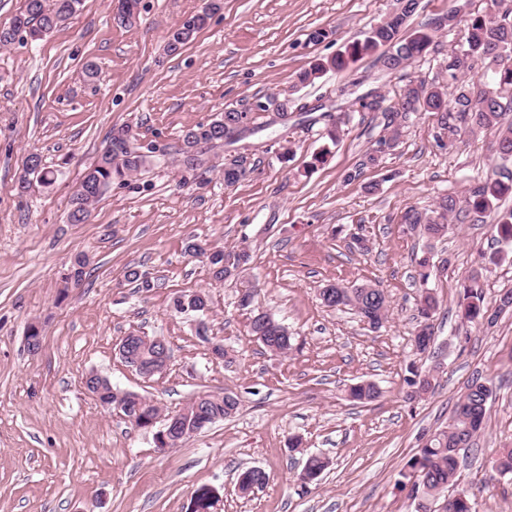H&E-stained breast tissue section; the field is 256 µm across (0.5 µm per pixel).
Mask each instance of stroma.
I'll use <instances>...</instances> for the list:
<instances>
[{"label": "stroma", "instance_id": "35a3bbf8", "mask_svg": "<svg viewBox=\"0 0 512 512\" xmlns=\"http://www.w3.org/2000/svg\"><path fill=\"white\" fill-rule=\"evenodd\" d=\"M206 4L140 0L124 24L119 0H83L42 41L0 47V512H191L204 487L216 492L214 512H414L407 463L447 424L478 372L495 393L457 484L474 493L476 512H512V480L493 467L494 449L512 447V311L487 330L458 313L461 285L475 269L487 302L512 291V249L500 248L492 229L512 196L481 222L449 219L445 236L432 241L403 220L408 208L463 197L490 173L496 134L463 131L443 149L435 115L417 112L397 147L365 168L384 120L351 109L359 95L379 91L392 103L410 79L436 76L459 33L436 34L405 70L387 72L366 56L300 87L301 70L380 21L394 0H222L196 40L169 53V31ZM317 28L330 36L315 45L307 35ZM273 94L289 100L287 126L255 113L258 133L213 151L209 166L184 170L178 149L188 128ZM303 104L343 114L337 141L324 123L304 122ZM125 124L135 145L156 147L166 165L113 183L86 223H69L84 172ZM31 152L57 179L21 193ZM320 152L325 163L313 165ZM239 155L252 171L225 186L224 162ZM356 169L359 179L346 181ZM370 182L379 191L366 192ZM191 240L247 248L251 262L235 278L212 280L203 259L188 255ZM79 252L90 264L74 284L66 274ZM425 256L441 306L432 351L418 355L411 334ZM132 266L154 288L134 292L125 277ZM331 283L382 288L390 302L384 326L324 307L320 292ZM245 289L254 298L243 308ZM199 290L209 296L205 318L174 310V297ZM261 311L294 334L288 356L250 336L249 318ZM34 323L42 328L35 355L26 345ZM131 332L166 341L165 373L145 378L120 359L117 344ZM215 344L227 357L212 354ZM412 363L440 368L433 392L417 399L407 384ZM91 372L166 414L200 393L237 395L239 411L162 451L152 432L86 392ZM363 380L379 386L377 400L348 399V387ZM294 434L303 452L289 450ZM320 452L331 465L301 492L305 456ZM251 466L269 481L244 498L235 481Z\"/></svg>", "mask_w": 512, "mask_h": 512}]
</instances>
